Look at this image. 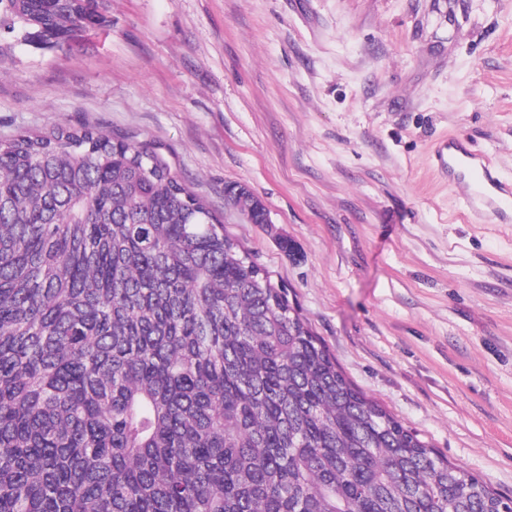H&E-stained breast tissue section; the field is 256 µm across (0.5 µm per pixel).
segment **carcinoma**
<instances>
[{
    "label": "carcinoma",
    "mask_w": 512,
    "mask_h": 512,
    "mask_svg": "<svg viewBox=\"0 0 512 512\" xmlns=\"http://www.w3.org/2000/svg\"><path fill=\"white\" fill-rule=\"evenodd\" d=\"M107 0H0L52 38ZM228 200L266 221L243 192ZM0 512H512L346 376L159 147L0 139Z\"/></svg>",
    "instance_id": "1"
}]
</instances>
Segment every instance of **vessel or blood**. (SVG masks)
I'll return each mask as SVG.
<instances>
[{"instance_id": "vessel-or-blood-1", "label": "vessel or blood", "mask_w": 512, "mask_h": 512, "mask_svg": "<svg viewBox=\"0 0 512 512\" xmlns=\"http://www.w3.org/2000/svg\"><path fill=\"white\" fill-rule=\"evenodd\" d=\"M466 208L474 215L492 214L498 223H512V184L499 175L489 156L470 139L449 138L436 155Z\"/></svg>"}]
</instances>
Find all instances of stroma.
Returning <instances> with one entry per match:
<instances>
[{
  "instance_id": "35a3bbf8",
  "label": "stroma",
  "mask_w": 512,
  "mask_h": 512,
  "mask_svg": "<svg viewBox=\"0 0 512 512\" xmlns=\"http://www.w3.org/2000/svg\"><path fill=\"white\" fill-rule=\"evenodd\" d=\"M106 17L62 44L0 27V139L90 123L159 146L361 391L512 497V224L466 222L435 160L466 136L512 181V0H110ZM228 200L239 208V210L248 218L253 224H264L266 216L263 211L258 210L253 206V200L250 194L245 192L235 193L231 191L227 194Z\"/></svg>"
}]
</instances>
